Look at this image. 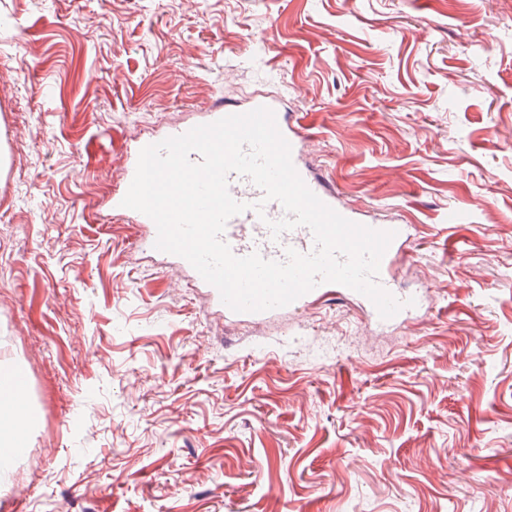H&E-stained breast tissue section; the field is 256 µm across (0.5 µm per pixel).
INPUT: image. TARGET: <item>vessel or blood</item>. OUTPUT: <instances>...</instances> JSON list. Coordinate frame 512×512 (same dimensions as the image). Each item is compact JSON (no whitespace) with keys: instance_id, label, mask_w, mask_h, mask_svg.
<instances>
[{"instance_id":"obj_1","label":"vessel or blood","mask_w":512,"mask_h":512,"mask_svg":"<svg viewBox=\"0 0 512 512\" xmlns=\"http://www.w3.org/2000/svg\"><path fill=\"white\" fill-rule=\"evenodd\" d=\"M250 108L267 107L274 110L278 127L291 147H298L301 137L295 127L289 122L285 112L280 111L276 101L264 98H253ZM299 176L307 187L314 192L326 205L337 211L347 219H355L354 210L345 206L335 191L327 186L323 179L310 170L299 169ZM229 191L232 197L246 203L247 211L232 217L225 228L223 238L229 244L232 252L238 256L259 253L268 260H285L287 248L307 254L314 249L313 234L307 227L299 226L284 232L280 237H273L268 227L269 222L285 218L286 213L281 204L276 201L264 202L263 213H256L254 203L263 202V192L247 177L232 173L228 176ZM395 236L385 252L381 263L378 281L386 290H393L394 283L391 278V268L398 253L401 242L408 235V227L404 224L394 225Z\"/></svg>"}]
</instances>
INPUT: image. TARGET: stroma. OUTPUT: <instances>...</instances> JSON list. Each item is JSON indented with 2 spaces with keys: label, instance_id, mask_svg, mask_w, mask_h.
Masks as SVG:
<instances>
[{
  "label": "stroma",
  "instance_id": "35a3bbf8",
  "mask_svg": "<svg viewBox=\"0 0 512 512\" xmlns=\"http://www.w3.org/2000/svg\"><path fill=\"white\" fill-rule=\"evenodd\" d=\"M257 94L409 225L400 321L225 315L107 209L136 141ZM1 361L0 512H512V0H0ZM26 387L24 375H0V399L3 402H11L19 397Z\"/></svg>",
  "mask_w": 512,
  "mask_h": 512
}]
</instances>
